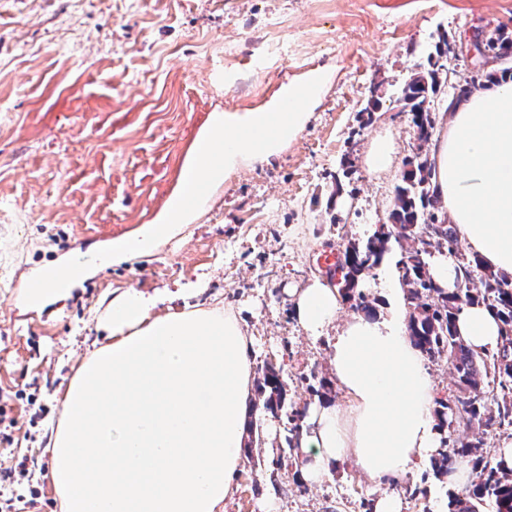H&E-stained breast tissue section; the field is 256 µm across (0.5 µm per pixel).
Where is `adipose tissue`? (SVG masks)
Wrapping results in <instances>:
<instances>
[{"mask_svg":"<svg viewBox=\"0 0 512 512\" xmlns=\"http://www.w3.org/2000/svg\"><path fill=\"white\" fill-rule=\"evenodd\" d=\"M434 193L469 255L512 272V80L455 104L431 153ZM383 313L340 320L338 288L316 280L294 292L311 336H329L332 374L347 408L314 403L298 478L312 485L342 460L390 484L439 448L433 387L406 327L397 263L378 275ZM130 288L104 307L107 342L66 389L49 446L60 512H218L236 489L253 397V341L219 305L158 312ZM460 336L496 349L500 325L462 305Z\"/></svg>","mask_w":512,"mask_h":512,"instance_id":"obj_1","label":"adipose tissue"}]
</instances>
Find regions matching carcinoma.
Here are the masks:
<instances>
[{"label":"carcinoma","instance_id":"carcinoma-1","mask_svg":"<svg viewBox=\"0 0 512 512\" xmlns=\"http://www.w3.org/2000/svg\"><path fill=\"white\" fill-rule=\"evenodd\" d=\"M486 55L495 60L512 55V29L499 25L485 36ZM457 57L454 44L444 38L436 45V59L430 68L414 75L402 88L400 100L412 114L418 152L406 162L402 183L397 186L389 223L382 224L362 245L345 250L346 298L367 314L372 307L363 292H354L359 278L378 267L388 252L390 239L418 241L404 250L397 261L400 280L411 312L408 333L421 355L431 361L444 358L453 370L456 390L448 399L435 400L434 415L441 432L440 450L430 460L438 479L448 476L460 463L471 465L476 475L475 488L467 498L448 495V512H480L485 504L492 512H512V468L501 461L490 462L478 454L484 436L512 428V273L495 272L474 260L462 262V287L453 291L438 288L428 274L431 253L424 238L454 255L457 236L447 217L438 215L439 202L432 190V166L423 153L436 125L434 101L448 83V59ZM512 78V66L495 65L453 85L451 101H459L477 87L502 77ZM483 304L501 322L498 347L493 351L472 350L455 328L459 305ZM256 392L263 408L272 414L284 408L285 392L279 370L271 363L258 369ZM464 425L472 435L448 440L453 424Z\"/></svg>","mask_w":512,"mask_h":512}]
</instances>
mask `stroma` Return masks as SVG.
<instances>
[{"instance_id": "1", "label": "stroma", "mask_w": 512, "mask_h": 512, "mask_svg": "<svg viewBox=\"0 0 512 512\" xmlns=\"http://www.w3.org/2000/svg\"><path fill=\"white\" fill-rule=\"evenodd\" d=\"M512 27V0H0V512H59L48 441L59 399L105 342L102 304L134 288L159 311L224 303L254 338V364L280 366L298 409L348 404L330 378L329 339L299 326L292 291L326 274L324 247L365 243L387 223L418 142L400 89L440 37L467 43ZM326 74L296 139L248 159L191 224L146 254L99 263L69 298L25 304L46 265L111 247L163 211L211 113L273 106L276 85ZM377 100L367 114L369 100ZM390 134L398 164L369 171L371 141ZM263 442L221 512H360L384 491L350 462L315 485L271 461L285 418L254 401ZM426 489L414 498L410 489ZM402 512H448L429 464L395 485Z\"/></svg>"}]
</instances>
